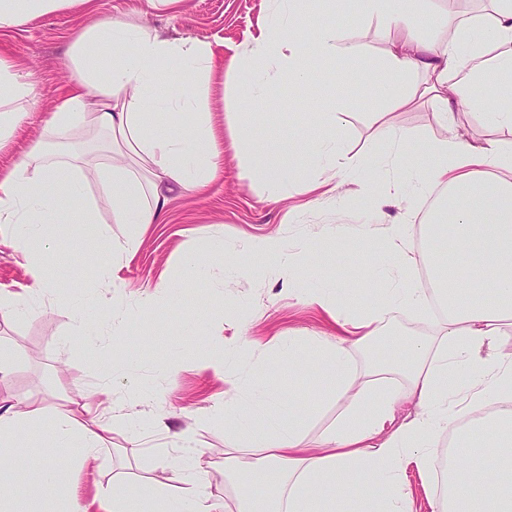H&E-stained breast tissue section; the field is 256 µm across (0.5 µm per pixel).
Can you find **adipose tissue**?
<instances>
[{"mask_svg":"<svg viewBox=\"0 0 512 512\" xmlns=\"http://www.w3.org/2000/svg\"><path fill=\"white\" fill-rule=\"evenodd\" d=\"M93 2L0 0V33L59 11L88 10ZM279 2L280 11L260 26L251 48L231 61L209 40L164 38L118 17L76 31L70 84L45 130L56 134L82 125L106 139L90 166L77 162L74 151L43 140L16 159L0 179V235L14 253L28 257L34 247L49 248L52 224L69 225L90 251L107 249L111 237L86 195L91 182H100L111 197L113 223L138 232L163 220L174 189L201 191L222 175L224 138L209 108L216 72L228 83L247 72L243 96L256 104L264 102L272 75L286 77L302 110L313 111L309 57L333 64L361 57L362 49L323 20L302 37L306 0ZM418 2L361 5L363 18L384 22L390 43L387 78L375 86L381 134L396 146L407 141L408 132L391 116L424 101L452 131L430 148L428 182L448 190L439 223L428 227L423 255L434 282L428 288L387 283V265L413 264L397 235L387 258L369 268L377 300L368 310L358 311L354 295L332 281L312 293L313 302L331 305L336 338L311 336L307 342L319 350L331 391L346 406L314 448L305 443L297 405L267 413L273 395L263 382L255 383L248 405L221 408L222 419L250 449L246 455L225 453V482L246 472L268 489L241 499L237 512H413L405 480L410 469L435 486L431 512H512V358L496 352L502 335L497 319L512 316V151L493 141L474 144L453 131L456 112L465 109L480 110L490 125L512 127V104H485L478 96L491 73H512V0H488L487 16L473 21L456 20L448 9L429 12L430 26L440 33L436 40L425 37L415 20ZM35 99L19 59L0 49V148L31 118ZM174 112L186 114L187 123L172 124ZM256 118L251 110L233 112L229 125L235 146L249 157L244 177L260 178L269 201L287 199L298 183L317 191L323 174L360 164L343 147L344 113H322L327 135L287 168L254 135ZM52 288L39 275L24 291L0 292V318L26 319L35 298ZM431 300L442 312L436 336L405 342V364L374 361L357 369L356 354L369 352L387 334L394 312ZM45 426L54 445L18 481L7 466L22 453L24 438ZM111 432L108 421L88 425L67 413L48 418L37 399L0 408V512H224V503L203 489L198 462L189 455L177 465L174 489L115 479L83 501L56 451L71 449L77 467H93ZM447 433L459 443L480 435L489 467L464 482L459 467L438 464L432 449Z\"/></svg>","mask_w":512,"mask_h":512,"instance_id":"1","label":"adipose tissue"}]
</instances>
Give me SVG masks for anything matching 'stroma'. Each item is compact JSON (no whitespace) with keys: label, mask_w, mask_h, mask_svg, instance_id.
Masks as SVG:
<instances>
[{"label":"stroma","mask_w":512,"mask_h":512,"mask_svg":"<svg viewBox=\"0 0 512 512\" xmlns=\"http://www.w3.org/2000/svg\"><path fill=\"white\" fill-rule=\"evenodd\" d=\"M99 13L122 15L134 23H149L164 37L218 40L225 59L242 53L260 25L273 15L272 0H180L175 11L144 14L141 0H94ZM338 0L336 21L348 37L365 46L367 58L382 67L387 53L384 31L376 21L351 23ZM89 15L59 13L40 17L25 29L6 37L5 43L37 81V114L21 125L11 144L0 151V172L37 141L50 119L57 98L69 80L70 36L86 25ZM365 64L355 67V81L340 87L334 72L315 65L313 79L321 95L317 109L345 108L344 146L362 159L352 172L337 171L335 192L310 202L301 187L287 201H267L262 183L239 177V159L232 147L224 149V173L201 193L174 191L164 223L150 225L129 239L124 225L112 221V201L99 185H91L98 214L107 223L112 247L94 266L80 267L82 248L76 236H56L44 260L48 278L64 292L99 290L116 297V304L93 308L98 322L95 348L73 330V310L58 298L39 301L26 320H0V342L13 346L17 358L0 379V399H42L53 411L75 409L84 395L102 387L112 390V410L125 412L124 397L132 391L145 394L140 410L145 419L137 427L113 428L101 467L89 473L71 468L72 481L85 497L112 477L129 483L151 481L158 487L174 486L173 469L184 450L178 439L188 432L202 463L200 480L207 491L234 506L238 497L251 494L253 484L224 482V453L241 447L240 439L223 420L212 414L215 402L246 405L256 379H264L280 399L308 407L304 434L316 445L336 419L340 404L326 396L313 381H299L287 355L273 346L272 338H291L304 345L307 337L334 338L336 327L328 313L309 299L311 289L328 279L353 282L359 306L376 299L371 280L352 279L383 255L392 226L404 227L411 252L427 244L425 227L443 189L433 194H410L374 209V198L384 196L393 174L389 146L376 132L374 94L363 81ZM267 117L258 132L281 161L294 162L306 145L322 133L320 123L298 109L297 93L286 82L272 79L266 104ZM396 125L410 138L403 147L405 160L417 175L427 174L431 145L447 135L432 105L395 113ZM458 128L474 143L491 139L512 149V128L493 127L480 111L457 113ZM295 207L299 216L288 223L285 214ZM281 236L297 261L298 288H285L286 273L274 259H260L252 241ZM206 263L201 278L185 265L186 256ZM174 287L173 296L156 292L161 282ZM121 318L122 335L112 333L113 318ZM195 321L187 332L186 321ZM252 343L250 352L232 360L226 375L203 368L205 360L222 353L231 338Z\"/></svg>","instance_id":"stroma-1"}]
</instances>
